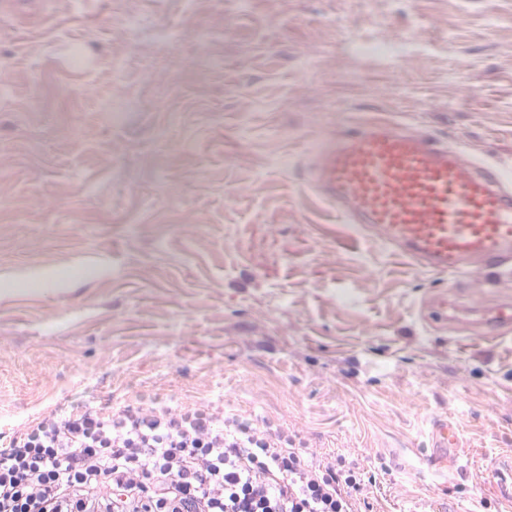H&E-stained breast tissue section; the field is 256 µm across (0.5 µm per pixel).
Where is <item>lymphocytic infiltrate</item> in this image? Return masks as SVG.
<instances>
[{"label": "lymphocytic infiltrate", "instance_id": "obj_1", "mask_svg": "<svg viewBox=\"0 0 512 512\" xmlns=\"http://www.w3.org/2000/svg\"><path fill=\"white\" fill-rule=\"evenodd\" d=\"M360 476L227 408L76 405L0 448V512H361Z\"/></svg>", "mask_w": 512, "mask_h": 512}]
</instances>
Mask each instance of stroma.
<instances>
[{
	"instance_id": "stroma-1",
	"label": "stroma",
	"mask_w": 512,
	"mask_h": 512,
	"mask_svg": "<svg viewBox=\"0 0 512 512\" xmlns=\"http://www.w3.org/2000/svg\"><path fill=\"white\" fill-rule=\"evenodd\" d=\"M375 120L512 174V0L0 10V445L70 403L224 404L363 461L367 512H512V334L474 313L512 274L416 266L308 188ZM444 419L453 466L414 469Z\"/></svg>"
}]
</instances>
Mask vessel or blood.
<instances>
[{
    "mask_svg": "<svg viewBox=\"0 0 512 512\" xmlns=\"http://www.w3.org/2000/svg\"><path fill=\"white\" fill-rule=\"evenodd\" d=\"M315 188L354 227H369L391 249L425 268L480 277L492 267L512 270V189L497 170L476 164L431 136L374 123L320 150ZM497 333L512 331V302L484 311ZM432 456L419 467L451 463L458 436L434 424Z\"/></svg>",
    "mask_w": 512,
    "mask_h": 512,
    "instance_id": "vessel-or-blood-1",
    "label": "vessel or blood"
}]
</instances>
